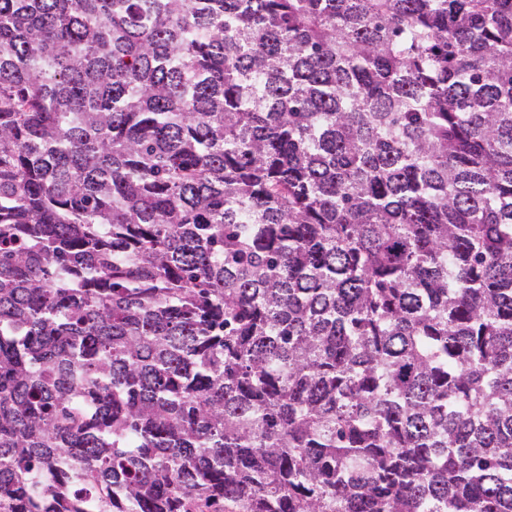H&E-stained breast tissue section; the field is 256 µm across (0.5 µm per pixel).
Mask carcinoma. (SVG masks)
<instances>
[{
	"label": "carcinoma",
	"instance_id": "carcinoma-1",
	"mask_svg": "<svg viewBox=\"0 0 512 512\" xmlns=\"http://www.w3.org/2000/svg\"><path fill=\"white\" fill-rule=\"evenodd\" d=\"M0 512H512V0H0Z\"/></svg>",
	"mask_w": 512,
	"mask_h": 512
}]
</instances>
